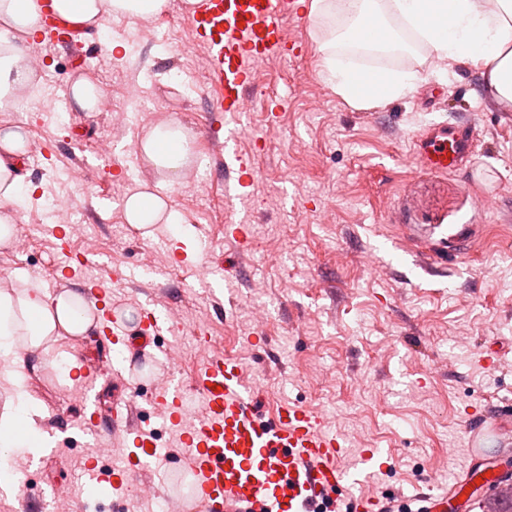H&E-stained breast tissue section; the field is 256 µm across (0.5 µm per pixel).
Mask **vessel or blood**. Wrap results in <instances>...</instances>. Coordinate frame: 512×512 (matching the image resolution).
<instances>
[{"label": "vessel or blood", "mask_w": 512, "mask_h": 512, "mask_svg": "<svg viewBox=\"0 0 512 512\" xmlns=\"http://www.w3.org/2000/svg\"><path fill=\"white\" fill-rule=\"evenodd\" d=\"M39 3L43 30L61 43L73 37V28L56 15L51 0ZM297 14L296 0H197L188 26L206 53V67L220 90L216 105L221 112L245 111L255 64L287 56L295 48L283 23ZM473 141L472 134L454 125H433L416 135L413 153L421 169L452 172L470 158ZM224 165L239 173L235 182L225 185L231 200L253 175L236 149L232 131L224 139ZM176 329L167 313L144 307L139 331L144 346L155 345L162 332ZM96 383L93 375L81 383L84 432L97 439L118 436L134 445L104 479L117 489L142 483L151 458L159 452L155 433L145 429L144 418L130 400L114 403L109 422L100 423L92 398ZM193 390L202 411L192 421L183 414L181 384L168 383L150 401L154 414L167 418L179 433L184 453L178 467L194 476L193 499L182 502L181 512H191L195 503L203 512H340L341 491L360 484L364 470L379 465V453L368 448L357 467L343 468L345 441L330 430L321 413L275 405L262 414L259 395L236 356L209 358Z\"/></svg>", "instance_id": "1"}]
</instances>
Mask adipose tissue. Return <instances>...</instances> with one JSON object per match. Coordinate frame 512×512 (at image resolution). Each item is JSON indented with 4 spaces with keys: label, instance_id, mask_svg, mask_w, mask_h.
Listing matches in <instances>:
<instances>
[{
    "label": "adipose tissue",
    "instance_id": "obj_1",
    "mask_svg": "<svg viewBox=\"0 0 512 512\" xmlns=\"http://www.w3.org/2000/svg\"><path fill=\"white\" fill-rule=\"evenodd\" d=\"M354 0V22L348 35L362 44L389 46L395 34L371 5ZM57 14L68 24L90 30L103 18H146L163 12L169 0H52ZM395 13L428 42L440 60L480 65L489 91L512 105V0H392ZM40 31V13L34 0H0V110L13 106L16 92L32 85L34 71L28 49ZM327 81L347 102L367 105L408 94L417 76L412 72H372L352 67L328 55ZM180 126L150 129L140 147L144 157L168 181L175 182L197 162ZM28 148L27 133L18 124L0 125V247L16 233L17 219L9 204L20 191L24 176L20 158ZM126 223L138 228L174 221L166 202L149 192L130 195L124 203ZM96 320L87 291L67 289L51 297L37 288L0 289V461L21 446L40 452L43 411L25 389L27 363L17 358V345L29 346L38 367L52 370L70 382L78 369L76 356L61 350L60 339L93 335Z\"/></svg>",
    "mask_w": 512,
    "mask_h": 512
}]
</instances>
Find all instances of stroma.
I'll return each mask as SVG.
<instances>
[{
	"instance_id": "1",
	"label": "stroma",
	"mask_w": 512,
	"mask_h": 512,
	"mask_svg": "<svg viewBox=\"0 0 512 512\" xmlns=\"http://www.w3.org/2000/svg\"><path fill=\"white\" fill-rule=\"evenodd\" d=\"M188 14L184 0H171L148 19L104 18L98 35L63 51L31 45L41 62L35 97H56L84 78L114 109L150 114L118 127L109 113L73 103L59 120L36 104L20 117L0 112L2 122L22 120L39 149L25 156L29 176L11 204L29 230L31 261L0 248V283L59 293L103 281L126 329L139 326L147 303L205 326L206 345L180 332L175 377L191 385L214 353L237 355L268 402L325 414L351 453L381 449L385 470L352 496L407 502L456 487L468 469L512 462V422L502 427L507 447L488 446L474 460L465 431L471 406L512 413V109L491 96L477 68L448 65L424 43L410 61L385 63L416 73L412 92L351 105L324 77L320 46L335 37L328 14L301 8L286 33L302 48L256 72L239 140L254 176L229 204L224 115L213 106L204 50L187 36ZM166 32L167 47L159 42ZM115 42L125 46L117 55ZM166 122L185 128L203 161L201 185L162 182L138 154L150 126ZM457 122L475 134L472 161L454 172L418 170L417 133ZM143 188L166 201L174 223H126L122 202ZM489 191L494 200L479 206ZM59 198L85 227L70 247L90 263L72 278L62 276L55 246L65 222L47 216ZM238 227L249 241L242 255ZM464 230L473 244L452 260ZM148 252L157 261L150 274L140 267ZM205 269L223 276V295L205 288ZM25 386L45 413L43 430L62 445L13 454L11 474L43 489L41 507L66 481L88 500L92 439L80 430L81 406L68 404L52 371L27 370Z\"/></svg>"
}]
</instances>
